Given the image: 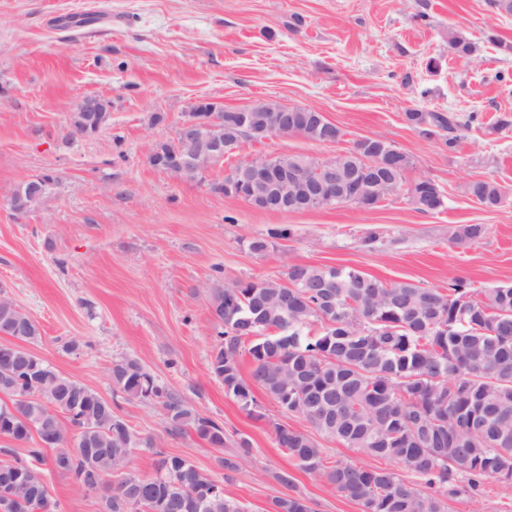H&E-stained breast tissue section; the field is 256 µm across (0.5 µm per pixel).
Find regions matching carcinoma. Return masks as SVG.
Here are the masks:
<instances>
[{
    "mask_svg": "<svg viewBox=\"0 0 512 512\" xmlns=\"http://www.w3.org/2000/svg\"><path fill=\"white\" fill-rule=\"evenodd\" d=\"M448 48L467 57L474 46L448 36ZM407 120L425 136L439 135L448 150L478 122L472 112H408ZM297 135L323 143L341 139L330 124L304 126ZM381 165L360 205L369 209L415 190L434 212L444 206L442 189H411L405 173L410 155L373 138L354 142L341 154L355 161L372 143ZM303 164L313 177L324 159L303 154L280 155ZM466 193L486 209L506 201L493 179L470 182ZM290 235L281 228L249 242L255 253L268 251L271 239ZM475 291L458 280L446 288H424L408 281L383 282L352 267L291 263L282 279L238 281L210 291L211 315L222 337L209 364L224 391L248 412L261 389L282 411L305 419L328 441L402 465L412 480L386 468H366L327 461L312 436L275 425L279 447L304 472L326 481L364 512H448V498L462 492L480 496L485 481L512 482V286H500L474 299ZM320 322L317 336L305 334ZM0 334L23 343L38 340V323L16 304L0 306ZM250 358L243 374L242 354ZM113 389L129 401H157L169 435L187 432L206 439V427L221 426L200 415L183 397L167 390L136 359L112 366ZM57 431L52 454L40 449L30 457L0 463V474L30 486L23 502L8 498L0 480V512H52L43 467L63 474L88 492L112 487L101 512H247L228 497L213 475L186 458L156 450L149 437L134 434L105 401L84 384L66 378L39 359L0 357V436L25 442L41 435L40 421ZM80 433L71 442L72 427ZM135 448L157 456L154 473L129 467ZM250 454L241 440L235 451L216 457L225 473H235ZM271 512H313L308 500L284 494Z\"/></svg>",
    "mask_w": 512,
    "mask_h": 512,
    "instance_id": "1",
    "label": "carcinoma"
}]
</instances>
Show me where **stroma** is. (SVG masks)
<instances>
[{"label": "stroma", "mask_w": 512, "mask_h": 512, "mask_svg": "<svg viewBox=\"0 0 512 512\" xmlns=\"http://www.w3.org/2000/svg\"><path fill=\"white\" fill-rule=\"evenodd\" d=\"M64 16L82 23L60 30ZM452 33L474 45L472 56L449 51ZM88 95L108 101L111 119L82 138L69 116ZM202 98L227 108L262 99L312 106L343 137L247 140L202 182L151 168L152 143L173 138ZM448 110L480 116L452 152L406 118ZM503 117L512 119V14L493 0H0V291L39 323L32 353L111 400L137 435L212 470L249 512H269L284 492L274 479L281 471L314 512H362L279 447L274 424L310 432L302 417L260 390L248 413L210 374L221 338L208 292L283 277L292 261L428 288L456 279L477 291L512 285V126L495 128ZM364 137L409 153L406 181L433 180L444 207L422 213L400 195L370 209L276 213L213 188L248 158L327 159ZM46 173L55 179L46 206L12 212L4 195ZM482 178L507 189L504 205L471 201L467 185ZM464 224L484 225V236L453 244ZM281 226L288 237L249 250ZM372 230L378 241L363 245ZM127 358L223 426L225 449L249 441L232 479L215 464L221 450L191 432L168 436L160 405L113 391L112 365ZM47 481L55 512H100L99 497L66 476ZM510 507L512 483L496 479L481 498L448 501V512Z\"/></svg>", "instance_id": "obj_1"}]
</instances>
